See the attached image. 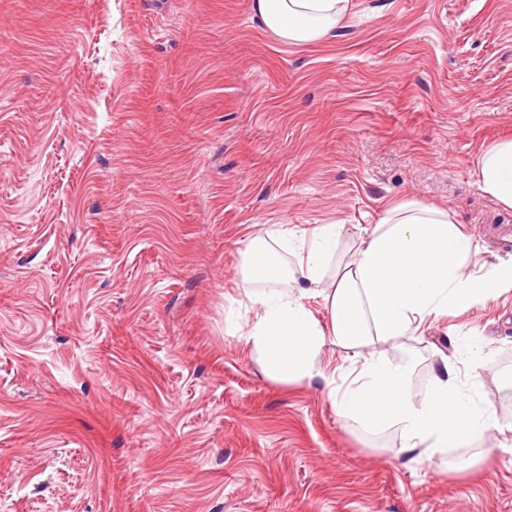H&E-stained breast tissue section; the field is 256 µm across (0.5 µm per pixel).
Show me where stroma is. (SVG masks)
I'll use <instances>...</instances> for the list:
<instances>
[{"instance_id":"1","label":"stroma","mask_w":512,"mask_h":512,"mask_svg":"<svg viewBox=\"0 0 512 512\" xmlns=\"http://www.w3.org/2000/svg\"><path fill=\"white\" fill-rule=\"evenodd\" d=\"M512 0H351L286 45L251 0H0V512H512V291L380 344L422 393L458 342L499 430L430 461L283 384L240 332L265 229L448 209L482 273L512 209ZM479 188L512 208V141L486 149L477 161Z\"/></svg>"}]
</instances>
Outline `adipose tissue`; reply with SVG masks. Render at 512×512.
<instances>
[{
  "label": "adipose tissue",
  "instance_id": "ef3b65f1",
  "mask_svg": "<svg viewBox=\"0 0 512 512\" xmlns=\"http://www.w3.org/2000/svg\"><path fill=\"white\" fill-rule=\"evenodd\" d=\"M350 0H252V12L286 44L332 36ZM480 189L512 208V141L486 149L477 161ZM473 243L445 211L415 201L399 203L377 223L351 231L316 226L291 244L275 232L253 236L240 272L267 290L250 295L256 308L246 336L265 374L281 383L320 375L327 346L345 351L355 375L331 391L338 415L373 431L398 428L403 452L431 460L449 448L486 440L499 422L491 403L462 392L457 359L442 356L425 392L412 395L413 360L397 363L375 352L377 343L415 334L425 318L483 304L512 291V261L484 274L469 269ZM294 264L283 260L284 254ZM317 298L328 313L308 307Z\"/></svg>",
  "mask_w": 512,
  "mask_h": 512
}]
</instances>
